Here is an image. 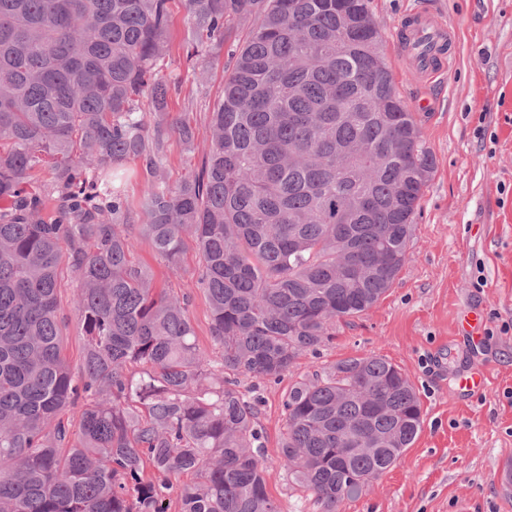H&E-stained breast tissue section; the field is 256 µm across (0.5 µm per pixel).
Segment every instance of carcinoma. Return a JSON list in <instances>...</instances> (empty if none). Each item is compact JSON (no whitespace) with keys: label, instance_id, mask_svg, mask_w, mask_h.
<instances>
[{"label":"carcinoma","instance_id":"cac0c4a2","mask_svg":"<svg viewBox=\"0 0 512 512\" xmlns=\"http://www.w3.org/2000/svg\"><path fill=\"white\" fill-rule=\"evenodd\" d=\"M170 0H0V512H279L258 400L373 307L403 269L434 170L379 54L369 0H184L191 60L251 23L210 112L201 172L167 176ZM150 100V112L141 110ZM141 160L129 207L126 166ZM138 226L171 270L187 240L211 313L132 261ZM83 363L63 354L64 270ZM280 467L319 512L391 468L423 422L379 356L300 377Z\"/></svg>","mask_w":512,"mask_h":512}]
</instances>
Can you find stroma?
I'll return each instance as SVG.
<instances>
[{
  "instance_id": "obj_1",
  "label": "stroma",
  "mask_w": 512,
  "mask_h": 512,
  "mask_svg": "<svg viewBox=\"0 0 512 512\" xmlns=\"http://www.w3.org/2000/svg\"><path fill=\"white\" fill-rule=\"evenodd\" d=\"M432 7L434 20L453 32L446 69L420 77L402 62L395 36L409 14ZM384 34L383 53L395 87L422 122L435 169L416 212L407 261L387 294L317 355L301 358L279 381L242 379L262 400L259 423L265 438L267 488L281 512H317L292 490L279 465L285 426L283 401L298 376L348 357L377 355L402 369L414 384L423 411L422 428L399 461L340 512H457L469 500L472 512H512V487L503 471L512 466V0H372ZM173 50L163 66L179 89L171 94L172 117L189 121L198 147L185 153L171 141L167 174L177 182L200 167L208 149L210 112L224 90L231 53L249 25L233 21L224 44L199 58L196 81L179 44L184 4L171 0ZM134 259L148 267L157 287L188 295L189 312L203 349H210V316L196 281L201 263L188 244L179 270H170L150 242L138 238ZM77 282L65 277L61 314L64 354L72 371L82 364L84 339L74 301ZM478 310L486 337L474 350L458 333V318ZM486 372L481 394L458 392L455 376Z\"/></svg>"
}]
</instances>
